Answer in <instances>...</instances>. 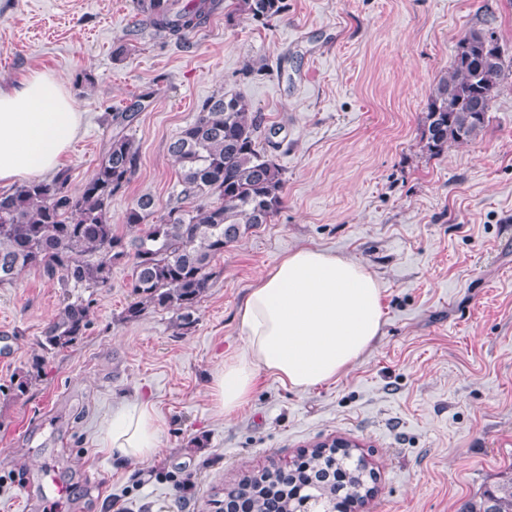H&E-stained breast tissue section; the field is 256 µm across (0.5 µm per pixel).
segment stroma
I'll use <instances>...</instances> for the list:
<instances>
[{
	"instance_id": "stroma-1",
	"label": "stroma",
	"mask_w": 512,
	"mask_h": 512,
	"mask_svg": "<svg viewBox=\"0 0 512 512\" xmlns=\"http://www.w3.org/2000/svg\"><path fill=\"white\" fill-rule=\"evenodd\" d=\"M269 25L220 0L178 41L145 31L123 57L134 0H0V82L33 67L63 78L84 114L64 168L79 190L104 156L110 111L146 84L157 94L130 134L142 164L110 216L143 194L174 201L168 145L206 99L247 100L282 143L283 204L211 264L191 325L147 310L124 318L132 263L112 268L88 330L26 371L62 305L42 271L0 286V512H216L247 475L288 467L345 440L374 476L367 512H459L512 464V83L493 99L482 140L428 156L419 147L429 96L473 27L490 25L512 55V0H287ZM252 74H243V67ZM319 247L378 279L384 323L335 382L298 393L260 374L251 402L224 418L207 387L244 340L236 311L288 250ZM148 400L163 417L160 453L115 461L102 421Z\"/></svg>"
}]
</instances>
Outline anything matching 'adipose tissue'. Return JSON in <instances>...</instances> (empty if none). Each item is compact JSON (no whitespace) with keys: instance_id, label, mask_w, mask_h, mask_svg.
Returning a JSON list of instances; mask_svg holds the SVG:
<instances>
[{"instance_id":"ef3b65f1","label":"adipose tissue","mask_w":512,"mask_h":512,"mask_svg":"<svg viewBox=\"0 0 512 512\" xmlns=\"http://www.w3.org/2000/svg\"><path fill=\"white\" fill-rule=\"evenodd\" d=\"M81 125L56 74L36 67L19 84L0 83V187L60 171ZM237 321L245 345L208 389L224 417L247 405L263 373L297 392L336 381L380 335L382 291L362 262L303 246L249 289ZM160 429L152 404L125 403L104 421L100 443L115 459L144 461L159 453Z\"/></svg>"}]
</instances>
